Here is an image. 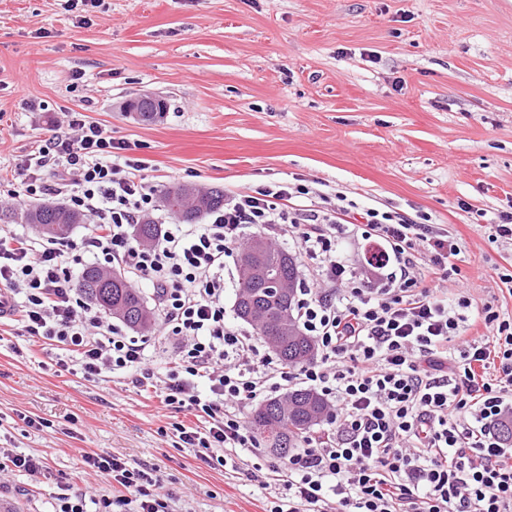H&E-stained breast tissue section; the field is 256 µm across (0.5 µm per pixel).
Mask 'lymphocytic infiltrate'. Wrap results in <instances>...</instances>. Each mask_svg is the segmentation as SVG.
<instances>
[{
  "instance_id": "1",
  "label": "lymphocytic infiltrate",
  "mask_w": 512,
  "mask_h": 512,
  "mask_svg": "<svg viewBox=\"0 0 512 512\" xmlns=\"http://www.w3.org/2000/svg\"><path fill=\"white\" fill-rule=\"evenodd\" d=\"M114 147L104 126L67 113L25 161L24 191L6 192L66 195L92 226L74 242L0 225V286L26 333L60 350V367L88 380L117 376L195 412L201 425H176L179 440L209 464L234 456L251 465L273 492L269 512H512V451L498 432L512 415V316L483 306L484 334L463 339L471 302L449 304L439 286L457 272L456 241L399 212L286 183L230 193L206 223L165 225L146 246L132 228L154 216L155 188L142 161L116 162ZM50 165L59 170L51 184L42 179ZM251 224L299 241L315 264L295 316L317 356L294 370L224 319V267ZM344 241L376 245L368 273L342 258ZM87 258L151 286L176 344L164 373L151 368L144 338L76 288L71 268ZM292 383L323 395L327 425L287 463H258L245 411ZM80 458L110 491L91 497L61 485L54 512H169L151 468L95 452Z\"/></svg>"
}]
</instances>
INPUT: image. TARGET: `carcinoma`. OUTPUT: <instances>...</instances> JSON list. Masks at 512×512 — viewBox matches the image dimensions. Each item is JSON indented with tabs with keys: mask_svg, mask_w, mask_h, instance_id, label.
<instances>
[{
	"mask_svg": "<svg viewBox=\"0 0 512 512\" xmlns=\"http://www.w3.org/2000/svg\"><path fill=\"white\" fill-rule=\"evenodd\" d=\"M129 108L139 111L145 121L157 118L156 110L166 109L163 102H136ZM163 206L175 213L186 224L194 223L201 215L224 206V193L218 190H202L196 186L182 184L167 190L163 196ZM0 221L5 224L41 225V235L49 240H62L68 236L74 225L84 223V216L73 208L60 204H41L26 209L21 216L1 215ZM261 263L272 269L275 274L291 285L289 308L294 302L299 283L297 259L285 250L268 245ZM102 268L97 265L86 266L78 278L80 291L84 294L97 293L102 302L121 309L115 314L131 329L146 330L155 323V315L147 305L142 294L126 281L112 283L110 288H99L97 284ZM312 338L302 331L284 341L277 354L280 362L288 368H295L312 362L315 356L310 354ZM327 413L325 400L311 389H297L280 398H272L255 408L249 417V426L254 433L260 435L264 427L274 424L279 433L274 442L267 444L273 454L285 458L297 442L308 437L317 426L322 416Z\"/></svg>",
	"mask_w": 512,
	"mask_h": 512,
	"instance_id": "cac0c4a2",
	"label": "carcinoma"
}]
</instances>
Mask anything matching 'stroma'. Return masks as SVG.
Instances as JSON below:
<instances>
[{
    "label": "stroma",
    "mask_w": 512,
    "mask_h": 512,
    "mask_svg": "<svg viewBox=\"0 0 512 512\" xmlns=\"http://www.w3.org/2000/svg\"><path fill=\"white\" fill-rule=\"evenodd\" d=\"M145 92L166 101L161 119L125 111ZM64 112L106 126L159 190L299 177L427 215L461 245L449 301L512 311L498 278L512 247L488 241L512 205V0H0V177L22 187ZM59 356L0 324V446L46 463L0 486V506L51 512L61 482L101 493L83 448L156 467L171 512H267L245 471L180 446L194 413Z\"/></svg>",
    "instance_id": "stroma-1"
}]
</instances>
